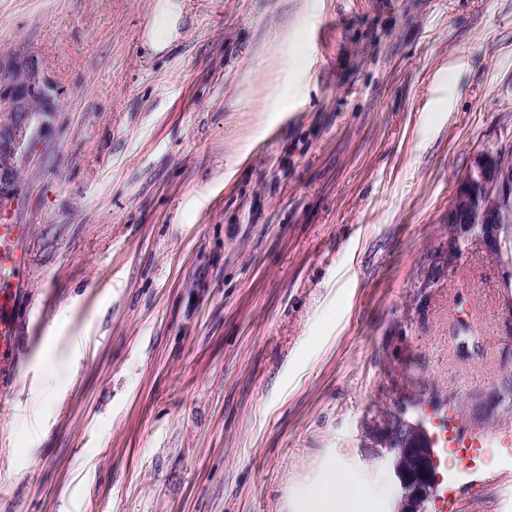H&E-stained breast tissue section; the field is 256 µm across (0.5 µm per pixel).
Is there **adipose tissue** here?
Masks as SVG:
<instances>
[{"label":"adipose tissue","mask_w":512,"mask_h":512,"mask_svg":"<svg viewBox=\"0 0 512 512\" xmlns=\"http://www.w3.org/2000/svg\"><path fill=\"white\" fill-rule=\"evenodd\" d=\"M377 496L376 490L333 465L327 466L319 484L307 492L316 512H371Z\"/></svg>","instance_id":"obj_1"}]
</instances>
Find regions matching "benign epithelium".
<instances>
[{
	"label": "benign epithelium",
	"mask_w": 512,
	"mask_h": 512,
	"mask_svg": "<svg viewBox=\"0 0 512 512\" xmlns=\"http://www.w3.org/2000/svg\"><path fill=\"white\" fill-rule=\"evenodd\" d=\"M53 87L32 54L0 53V110L9 114L0 123V204L16 197L14 171L22 161L41 125L54 111ZM451 224L476 222L483 227L480 239L497 259L512 256L502 236V225L512 223V179L498 163V155H476L465 180L448 209ZM390 464L398 480L396 512H418L431 494L432 450L415 428H403L391 439Z\"/></svg>",
	"instance_id": "benign-epithelium-1"
}]
</instances>
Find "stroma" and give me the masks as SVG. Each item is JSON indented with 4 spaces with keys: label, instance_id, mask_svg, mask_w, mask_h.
Returning <instances> with one entry per match:
<instances>
[{
    "label": "stroma",
    "instance_id": "1",
    "mask_svg": "<svg viewBox=\"0 0 512 512\" xmlns=\"http://www.w3.org/2000/svg\"><path fill=\"white\" fill-rule=\"evenodd\" d=\"M56 109L0 512H307L393 417L512 369L507 272L448 206L512 147V0H0ZM458 512H512V486Z\"/></svg>",
    "mask_w": 512,
    "mask_h": 512
}]
</instances>
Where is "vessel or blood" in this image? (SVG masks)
Listing matches in <instances>:
<instances>
[{
    "mask_svg": "<svg viewBox=\"0 0 512 512\" xmlns=\"http://www.w3.org/2000/svg\"><path fill=\"white\" fill-rule=\"evenodd\" d=\"M29 232L26 224L0 223V386L4 388L10 386L16 371L19 283L32 266ZM420 417L433 450V512H455L461 489L476 483L491 453H506L504 470L512 476L511 427L489 431L467 426L452 406L421 410Z\"/></svg>",
    "mask_w": 512,
    "mask_h": 512,
    "instance_id": "obj_1",
    "label": "vessel or blood"
}]
</instances>
